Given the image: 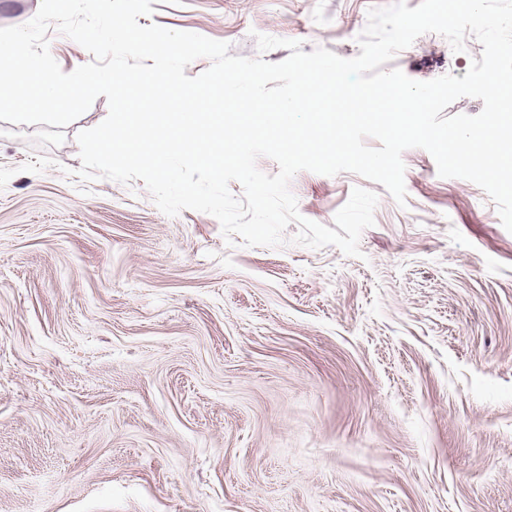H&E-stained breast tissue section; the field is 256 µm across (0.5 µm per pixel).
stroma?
Segmentation results:
<instances>
[{
    "label": "stroma",
    "instance_id": "obj_1",
    "mask_svg": "<svg viewBox=\"0 0 512 512\" xmlns=\"http://www.w3.org/2000/svg\"><path fill=\"white\" fill-rule=\"evenodd\" d=\"M389 0H157L140 25L343 58ZM427 33L392 67L463 77ZM65 127L0 121V512H512V233L476 184L404 151L406 206L302 171L306 219L375 192L362 257L227 245L142 181L85 182ZM54 160L40 174L22 166Z\"/></svg>",
    "mask_w": 512,
    "mask_h": 512
}]
</instances>
